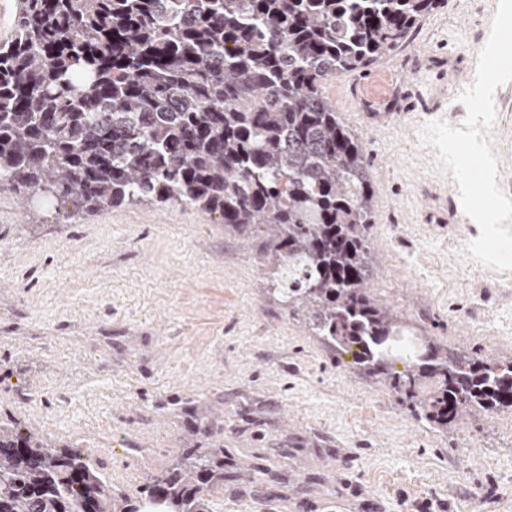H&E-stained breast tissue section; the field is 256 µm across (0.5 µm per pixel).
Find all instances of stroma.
<instances>
[{
	"label": "stroma",
	"instance_id": "35a3bbf8",
	"mask_svg": "<svg viewBox=\"0 0 512 512\" xmlns=\"http://www.w3.org/2000/svg\"><path fill=\"white\" fill-rule=\"evenodd\" d=\"M497 0H438L408 42L326 93L365 147L371 297L410 332L512 359V270L465 257L480 230L420 131L460 127ZM489 133L512 169V82ZM370 112H397L385 124ZM266 226L141 203L57 219L0 192V428L79 451L127 504L204 457L212 512H512V407L448 426L331 352L266 290Z\"/></svg>",
	"mask_w": 512,
	"mask_h": 512
}]
</instances>
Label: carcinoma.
<instances>
[{"label":"carcinoma","mask_w":512,"mask_h":512,"mask_svg":"<svg viewBox=\"0 0 512 512\" xmlns=\"http://www.w3.org/2000/svg\"><path fill=\"white\" fill-rule=\"evenodd\" d=\"M436 0H19L0 44V191L99 210L149 201L277 235L273 292L359 372L446 426L512 407V361L464 356L368 294L363 143L325 95L406 42ZM429 350L419 358L416 344ZM410 357L391 371V355ZM437 389L422 394L423 385ZM202 457L145 502L211 512ZM112 484L80 454L0 434V512H107Z\"/></svg>","instance_id":"cac0c4a2"}]
</instances>
